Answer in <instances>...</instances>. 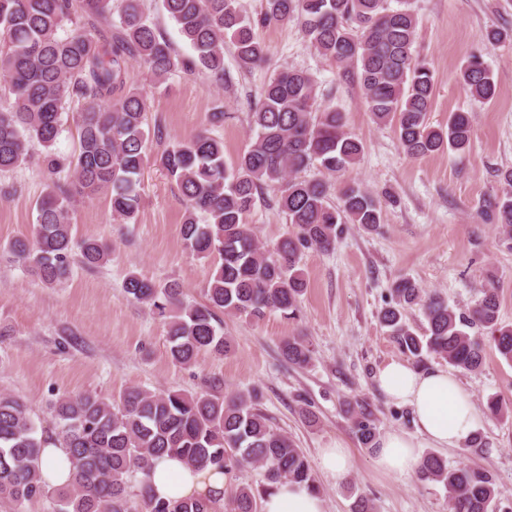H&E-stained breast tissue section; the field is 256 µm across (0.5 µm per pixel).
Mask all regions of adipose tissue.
Segmentation results:
<instances>
[{"mask_svg": "<svg viewBox=\"0 0 512 512\" xmlns=\"http://www.w3.org/2000/svg\"><path fill=\"white\" fill-rule=\"evenodd\" d=\"M380 388L392 400L407 405L414 415L415 435L390 432L381 436L375 466L386 474H407L418 468L424 446L457 448L477 430V414L459 379L441 369L422 372L401 361L386 364L378 373ZM43 481L63 487L73 480V467L56 437L41 450ZM150 482L156 497L166 501L200 499L222 505L224 472L215 467L193 468L179 457L154 460ZM262 512H324L321 496L307 485H275L262 501Z\"/></svg>", "mask_w": 512, "mask_h": 512, "instance_id": "adipose-tissue-1", "label": "adipose tissue"}]
</instances>
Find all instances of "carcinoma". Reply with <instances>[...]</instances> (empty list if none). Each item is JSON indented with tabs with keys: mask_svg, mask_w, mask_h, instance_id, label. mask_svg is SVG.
<instances>
[{
	"mask_svg": "<svg viewBox=\"0 0 512 512\" xmlns=\"http://www.w3.org/2000/svg\"><path fill=\"white\" fill-rule=\"evenodd\" d=\"M194 55L180 56L148 20L139 0H122L119 21L112 0H0V76L13 104L0 108V173L25 163L41 148L49 174L72 172V181H54L37 203L32 238H16L9 251L29 264L48 287L69 280L74 269L93 268L109 252L93 238L75 240L70 211L77 198L110 195L112 217L130 224L141 203L146 161L147 92L128 84L127 62L137 60L152 82L163 83L179 70L204 69L224 80V38L231 39L240 65L265 63L266 46L258 26L293 22L312 48L336 64L338 81L355 84L379 125L394 127L404 154L412 159L449 148L469 150L472 121L455 112L448 126L429 122L434 72L416 55L418 19L407 0H265L257 18L241 13L237 0H162ZM76 29L60 34L64 23ZM458 82L474 100L490 103L497 84L482 55L473 54L458 72ZM250 113L253 131L248 148L228 165L224 141L198 134L166 148L161 166L179 187L189 208L181 236L186 249L215 260L207 284V303H186L176 284L161 286L130 272L124 289L133 300L171 313L169 353L190 365L203 354L224 355L232 340L220 331L218 313L263 319L278 312L299 318V302L308 288L300 268L302 251L329 252L346 224L376 232L383 221L379 196L362 184L339 189L330 202L331 184L302 178L308 169L334 175L355 165L363 144L346 131L344 115L318 101L309 73L286 69L257 94ZM73 101L82 103L75 120L78 149L71 155L53 150L62 132V115ZM510 191L483 201L482 220L512 240V167L499 171ZM294 232L272 247L262 246L245 218L266 190ZM416 308L425 326L416 328L408 311ZM499 296L494 284L465 310L403 278L378 313L386 334L402 353L419 364L429 356L465 372L480 368L490 335L499 354L512 362V328L498 323ZM312 351L301 336L281 346L285 361L305 366ZM57 438L74 466L73 482L49 489L40 480L44 435L20 399L0 394V499L16 512L34 500L53 504L52 512H212L201 500L170 502L154 498L148 483L151 462L176 452L192 466H214L234 474L261 466L265 483L236 488L234 512H261L262 496L281 481L305 482L319 491L302 449L273 428L252 390L224 396L220 384L187 395L131 387L116 398L84 392L53 404ZM359 443L376 449L379 437L371 414L350 410ZM417 477L448 490L450 512H492L504 497L493 476L472 466L450 467L441 457L425 455Z\"/></svg>",
	"mask_w": 512,
	"mask_h": 512,
	"instance_id": "cac0c4a2",
	"label": "carcinoma"
}]
</instances>
